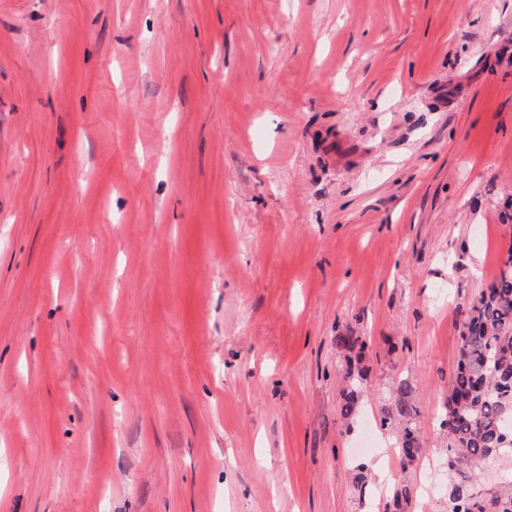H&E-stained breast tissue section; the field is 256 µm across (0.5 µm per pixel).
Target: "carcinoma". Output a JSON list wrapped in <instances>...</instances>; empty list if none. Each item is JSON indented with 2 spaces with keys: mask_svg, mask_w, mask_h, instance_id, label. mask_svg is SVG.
Returning a JSON list of instances; mask_svg holds the SVG:
<instances>
[{
  "mask_svg": "<svg viewBox=\"0 0 512 512\" xmlns=\"http://www.w3.org/2000/svg\"><path fill=\"white\" fill-rule=\"evenodd\" d=\"M338 345L359 360L365 344L354 336L337 337ZM343 379L341 410L351 418L358 412L362 373L349 363ZM414 388L407 379L392 388L390 405L382 425H400L395 441L397 455L405 464L417 460L423 441L414 419ZM440 428L448 438V475L464 474L490 458L512 453V243L494 280L463 312L457 369L449 385L448 400L440 416ZM367 465L353 467V487L359 497L370 495ZM465 479L448 486L451 512H473L478 502L483 512H512V476L501 478L486 498L477 494Z\"/></svg>",
  "mask_w": 512,
  "mask_h": 512,
  "instance_id": "1",
  "label": "carcinoma"
}]
</instances>
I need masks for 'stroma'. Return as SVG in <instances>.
<instances>
[{"mask_svg":"<svg viewBox=\"0 0 512 512\" xmlns=\"http://www.w3.org/2000/svg\"><path fill=\"white\" fill-rule=\"evenodd\" d=\"M509 200L512 0H0V512H448ZM350 360L347 366L343 379L348 384V389L343 392V402L341 410L345 418H351L358 412L359 407V396H360V384L363 377L359 368L355 366ZM414 388L407 379L399 380L392 388L390 405L384 411L382 425H400L395 441L397 455L404 464H412L423 450V441L414 419L418 416L413 401Z\"/></svg>","mask_w":512,"mask_h":512,"instance_id":"35a3bbf8","label":"stroma"}]
</instances>
